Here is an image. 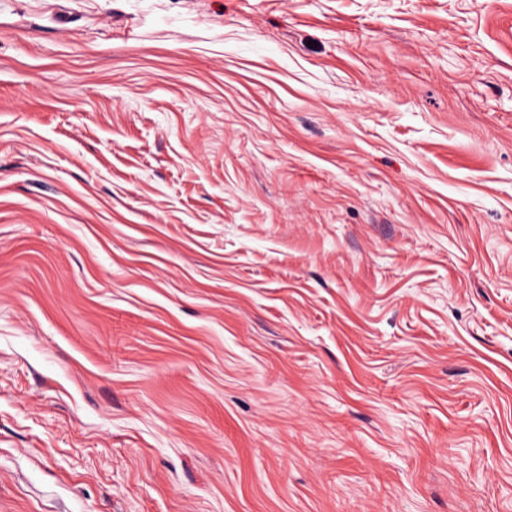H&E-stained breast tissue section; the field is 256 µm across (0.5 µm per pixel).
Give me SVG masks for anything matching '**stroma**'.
<instances>
[{
	"mask_svg": "<svg viewBox=\"0 0 512 512\" xmlns=\"http://www.w3.org/2000/svg\"><path fill=\"white\" fill-rule=\"evenodd\" d=\"M0 512H512V0H0Z\"/></svg>",
	"mask_w": 512,
	"mask_h": 512,
	"instance_id": "stroma-1",
	"label": "stroma"
}]
</instances>
